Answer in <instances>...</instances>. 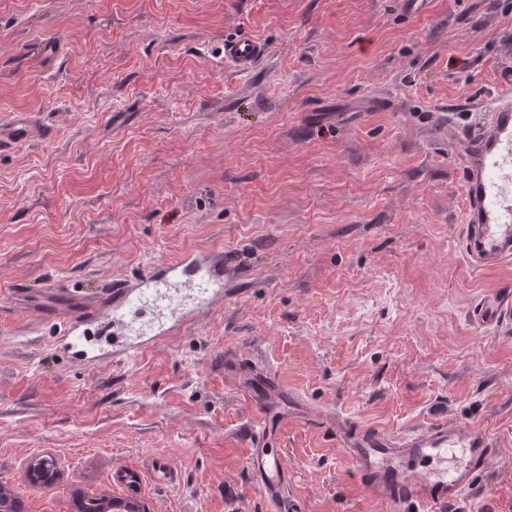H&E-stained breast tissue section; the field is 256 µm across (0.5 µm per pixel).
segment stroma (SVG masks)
Wrapping results in <instances>:
<instances>
[{
    "instance_id": "obj_1",
    "label": "stroma",
    "mask_w": 512,
    "mask_h": 512,
    "mask_svg": "<svg viewBox=\"0 0 512 512\" xmlns=\"http://www.w3.org/2000/svg\"><path fill=\"white\" fill-rule=\"evenodd\" d=\"M233 37L266 46L250 71ZM507 86L512 0H0V126L54 131L0 150V487L74 512L128 470L148 512H274L229 359L316 415L277 440L304 512H389L336 415L485 426L500 453L447 512H512V322L469 318L512 263L465 259L453 136ZM222 250L223 299L127 361L108 337L74 358L43 314L47 285L92 297ZM45 455L59 481L29 485Z\"/></svg>"
}]
</instances>
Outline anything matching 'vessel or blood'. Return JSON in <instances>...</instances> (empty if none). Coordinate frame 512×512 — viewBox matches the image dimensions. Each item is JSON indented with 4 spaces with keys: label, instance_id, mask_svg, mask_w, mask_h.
<instances>
[{
    "label": "vessel or blood",
    "instance_id": "obj_1",
    "mask_svg": "<svg viewBox=\"0 0 512 512\" xmlns=\"http://www.w3.org/2000/svg\"><path fill=\"white\" fill-rule=\"evenodd\" d=\"M264 51V45L254 39L224 43L225 60L242 71L250 70ZM490 107L487 123L460 127L456 134L457 173L465 192V255L479 270L512 261V90L500 92ZM48 134L39 125H15L0 131V147ZM182 276L205 307L223 298L224 283L235 276L234 260L228 256L202 260L190 254L181 262L164 264L162 280ZM46 295L63 314L65 345L73 353L86 354L91 341L80 329L102 316L112 321L113 351L128 356L137 353V346L126 343L125 335L144 312L139 289L116 281L102 299H87L62 287L47 289ZM510 318L511 284L480 298L470 312L471 321L486 330L499 328ZM239 376V395L256 417L246 458L250 475L278 512H302L301 502L287 495L284 451L270 445L285 424L274 411L281 399L279 385L256 365L240 370ZM335 437L371 495L394 512H447L474 489L497 454L492 434L471 424L433 422L394 435L340 418Z\"/></svg>",
    "mask_w": 512,
    "mask_h": 512
}]
</instances>
